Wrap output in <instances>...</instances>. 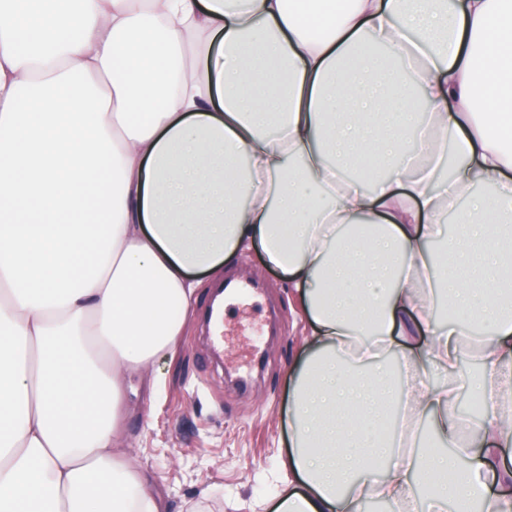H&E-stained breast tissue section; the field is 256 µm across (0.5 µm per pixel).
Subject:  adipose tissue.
Returning <instances> with one entry per match:
<instances>
[{
  "label": "adipose tissue",
  "instance_id": "1",
  "mask_svg": "<svg viewBox=\"0 0 512 512\" xmlns=\"http://www.w3.org/2000/svg\"><path fill=\"white\" fill-rule=\"evenodd\" d=\"M511 142L512 0H0V512H166L122 436L126 376L158 389L170 301L249 248L315 325L287 415L301 485L274 512L407 506L421 480L430 512H512V469L494 496L484 473L512 447ZM482 180L468 235L443 236ZM428 279L461 320L431 321ZM393 410L440 449L397 453Z\"/></svg>",
  "mask_w": 512,
  "mask_h": 512
}]
</instances>
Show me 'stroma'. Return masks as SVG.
Masks as SVG:
<instances>
[{
    "mask_svg": "<svg viewBox=\"0 0 512 512\" xmlns=\"http://www.w3.org/2000/svg\"><path fill=\"white\" fill-rule=\"evenodd\" d=\"M241 274L260 291L247 306L225 297L222 321L234 336L223 362L209 355L203 315L215 282L201 273L175 351L154 365L158 392L136 376L126 387L127 442L168 512H273L282 488L292 376L314 325L260 250L224 270L228 279Z\"/></svg>",
    "mask_w": 512,
    "mask_h": 512,
    "instance_id": "stroma-1",
    "label": "stroma"
}]
</instances>
